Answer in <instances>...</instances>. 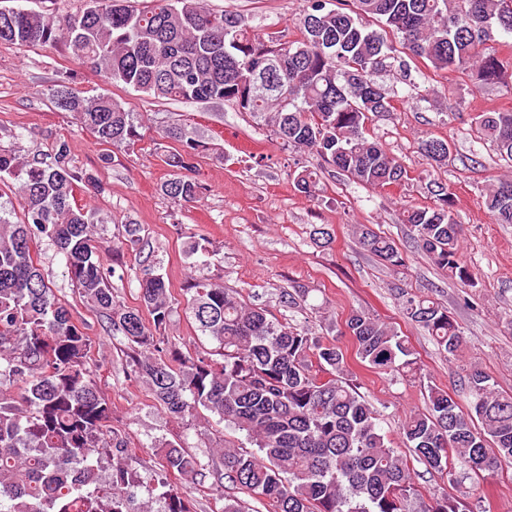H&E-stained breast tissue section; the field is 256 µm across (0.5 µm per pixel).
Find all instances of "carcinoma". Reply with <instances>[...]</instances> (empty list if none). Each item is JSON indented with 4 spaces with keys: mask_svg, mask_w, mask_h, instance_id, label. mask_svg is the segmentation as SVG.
<instances>
[{
    "mask_svg": "<svg viewBox=\"0 0 512 512\" xmlns=\"http://www.w3.org/2000/svg\"><path fill=\"white\" fill-rule=\"evenodd\" d=\"M129 0H86L79 14L0 10V41L62 45L70 58L155 99L227 101L273 128L280 143L306 151L322 166L367 186L385 189L407 170L366 137L369 116L393 109L375 74L391 59L404 78L426 60L433 71L471 68L476 84L502 83L507 62L483 56L492 29L512 35V0H304L300 37L262 36L243 16L216 13L206 0H158L138 11ZM57 107L73 114L103 145L131 149L138 141L133 115L108 95L86 97L67 77L52 90ZM477 136L512 164V110L484 112ZM161 137L181 149L166 159L173 174L160 190L178 205L199 202L204 185L191 177L199 148L193 129L174 125ZM430 161H448V141L427 138ZM59 141L53 156L0 152V181L18 184L23 218L0 205V512H154L138 500L141 477L129 464L125 436L112 427V401L98 389L87 364L93 339L45 279L34 248L48 240L62 255L64 276L78 295L130 350L134 378L176 419L207 411L254 446L226 443L224 478L269 512H413L418 489L414 463L448 476L464 471L479 480L512 465V395L499 392L477 366L465 369L468 409L447 391L428 387L427 408L401 423L407 451L392 446L380 412L358 391L336 340L268 318L239 291L205 273L209 246L196 242L186 308L213 351L185 353L160 336L175 297L159 267L134 268L139 310L117 304L115 268L97 259L96 227L108 218L75 201L80 187L99 193L92 176L70 165ZM294 188L316 193L317 172L303 169ZM436 203L407 207L417 249L462 284L470 274L459 255L463 226L442 184ZM486 211L512 224V180L487 188ZM138 224L124 225L117 248L146 245ZM360 245L391 267L405 265L396 243L365 224ZM403 316L450 357L465 341L438 303L401 290ZM341 335L352 338L360 362L379 375L414 377L419 367L407 340L365 311L352 313ZM160 512H193L189 495L168 476L193 479L204 464L181 444L160 454ZM420 512H471L460 491L432 498Z\"/></svg>",
    "mask_w": 512,
    "mask_h": 512,
    "instance_id": "carcinoma-1",
    "label": "carcinoma"
}]
</instances>
